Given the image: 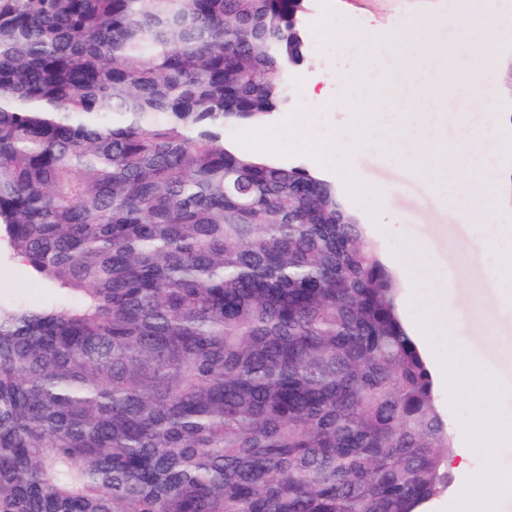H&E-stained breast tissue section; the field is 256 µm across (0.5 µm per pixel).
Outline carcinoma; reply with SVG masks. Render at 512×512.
Returning a JSON list of instances; mask_svg holds the SVG:
<instances>
[{
	"instance_id": "carcinoma-1",
	"label": "carcinoma",
	"mask_w": 512,
	"mask_h": 512,
	"mask_svg": "<svg viewBox=\"0 0 512 512\" xmlns=\"http://www.w3.org/2000/svg\"><path fill=\"white\" fill-rule=\"evenodd\" d=\"M308 0H0V512H422L448 425L336 185L224 145ZM58 295L55 288H48L32 277L26 262L13 255L7 245L0 241V296L3 300L45 302L56 299Z\"/></svg>"
}]
</instances>
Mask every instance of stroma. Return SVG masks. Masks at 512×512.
<instances>
[{
  "instance_id": "35a3bbf8",
  "label": "stroma",
  "mask_w": 512,
  "mask_h": 512,
  "mask_svg": "<svg viewBox=\"0 0 512 512\" xmlns=\"http://www.w3.org/2000/svg\"><path fill=\"white\" fill-rule=\"evenodd\" d=\"M447 14L448 0H311L304 60L288 73L285 107L265 122L274 135L264 143L262 152L271 160L304 166L333 182L377 242L385 261L396 257L413 261L412 246H423V259L435 262L437 268L418 279L396 269L402 315L407 320L418 317L428 306L437 282L449 280L453 334L430 337L420 349L431 365L447 357L452 345L471 353L496 376L499 393L493 409L507 418L512 416V301L487 275L489 242L482 225L456 221L412 166L394 163L377 144L366 143L351 155L348 164L353 174L349 177L336 162H324L319 155L321 145L354 134L352 105L343 99L341 78L353 69L356 58L352 51L338 48L326 35V28L338 22L357 33L404 36L409 20L442 19ZM468 68L469 55L464 50L449 62L446 111L464 115L481 111V102L474 99L469 82L461 77ZM311 84L325 91L324 103L306 97L304 88ZM485 94L495 105L502 211L512 215V98L497 83L486 86ZM297 131L305 136V143L294 139ZM360 180L386 186L391 193L389 203L361 202L356 188ZM57 296L56 289L32 282L26 262L0 241L1 299L45 302ZM435 397L452 435L448 455L464 464L463 469L451 471L454 484L464 476L491 469L512 472L511 444L485 452L488 435L472 419L478 402L470 393H451L439 383Z\"/></svg>"
}]
</instances>
